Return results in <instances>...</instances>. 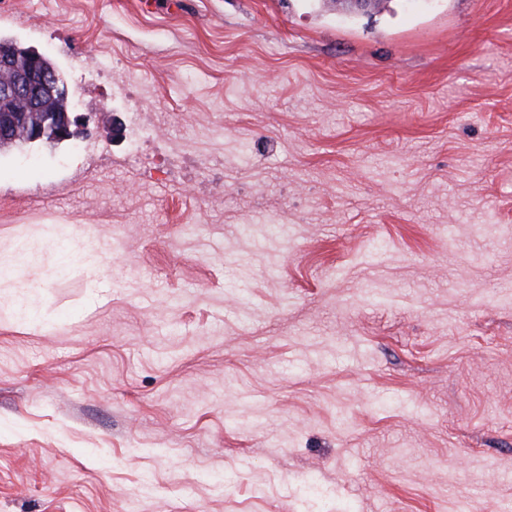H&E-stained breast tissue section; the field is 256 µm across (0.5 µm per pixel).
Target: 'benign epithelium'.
<instances>
[{
	"mask_svg": "<svg viewBox=\"0 0 512 512\" xmlns=\"http://www.w3.org/2000/svg\"><path fill=\"white\" fill-rule=\"evenodd\" d=\"M44 58L32 50L20 62L11 45H0V147L59 144L78 134L82 117L53 105L67 98L69 89Z\"/></svg>",
	"mask_w": 512,
	"mask_h": 512,
	"instance_id": "obj_1",
	"label": "benign epithelium"
}]
</instances>
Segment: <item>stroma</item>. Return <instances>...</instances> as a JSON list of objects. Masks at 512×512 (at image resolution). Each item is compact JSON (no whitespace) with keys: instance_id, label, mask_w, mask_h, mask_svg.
<instances>
[{"instance_id":"stroma-1","label":"stroma","mask_w":512,"mask_h":512,"mask_svg":"<svg viewBox=\"0 0 512 512\" xmlns=\"http://www.w3.org/2000/svg\"><path fill=\"white\" fill-rule=\"evenodd\" d=\"M0 37L88 121L0 148V512L512 503V0H0Z\"/></svg>"}]
</instances>
